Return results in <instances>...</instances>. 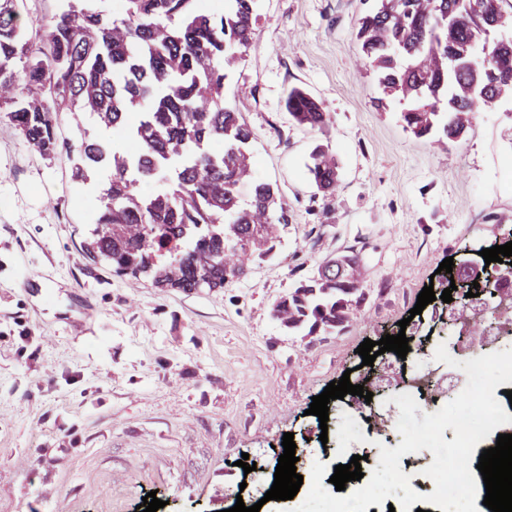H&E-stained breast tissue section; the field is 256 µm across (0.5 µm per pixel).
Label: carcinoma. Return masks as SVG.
Returning <instances> with one entry per match:
<instances>
[{
    "instance_id": "carcinoma-1",
    "label": "carcinoma",
    "mask_w": 512,
    "mask_h": 512,
    "mask_svg": "<svg viewBox=\"0 0 512 512\" xmlns=\"http://www.w3.org/2000/svg\"><path fill=\"white\" fill-rule=\"evenodd\" d=\"M43 33L18 24L23 0H0V117L40 155L63 146L77 155L82 182L106 164L88 251L119 275L144 276L157 288L191 293L222 288L272 252L288 210L256 177L252 131L225 105V82L250 42L257 0H224L204 12L199 0H120L112 21L98 0H59ZM357 40L385 96L404 102L406 128L446 144L462 137L476 112L512 102V0H376L359 19ZM482 94L473 106L471 91ZM293 120L311 129L329 113L305 91L286 99ZM83 114L112 131L107 144L81 123L61 136L59 116ZM309 179L336 190V155L314 147ZM171 174L164 190L138 184ZM247 184L250 199L238 194ZM359 253L348 250L316 267L273 306L289 332L344 326L366 298ZM448 313V331L469 332L483 349L491 330L512 329V296L481 288Z\"/></svg>"
}]
</instances>
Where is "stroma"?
<instances>
[{
    "instance_id": "obj_1",
    "label": "stroma",
    "mask_w": 512,
    "mask_h": 512,
    "mask_svg": "<svg viewBox=\"0 0 512 512\" xmlns=\"http://www.w3.org/2000/svg\"><path fill=\"white\" fill-rule=\"evenodd\" d=\"M365 0H259L228 100L249 126L259 176L288 208L268 256L226 287L186 294L119 276L86 250L110 169L72 177L0 119V512H219L254 493L284 433L323 454L308 409L359 361L364 339L406 331L461 351L447 307L410 319L445 258L474 259L512 230V106L479 112L448 146L403 127L356 41ZM305 88L330 115L298 125ZM335 152L333 195L314 187L316 145ZM362 257L365 303L344 329L291 334L277 300L323 259ZM406 328H399L400 320ZM256 471L238 467L241 457ZM286 105L293 120L301 126L321 130L328 125L329 113L319 101L301 89L290 90Z\"/></svg>"
}]
</instances>
